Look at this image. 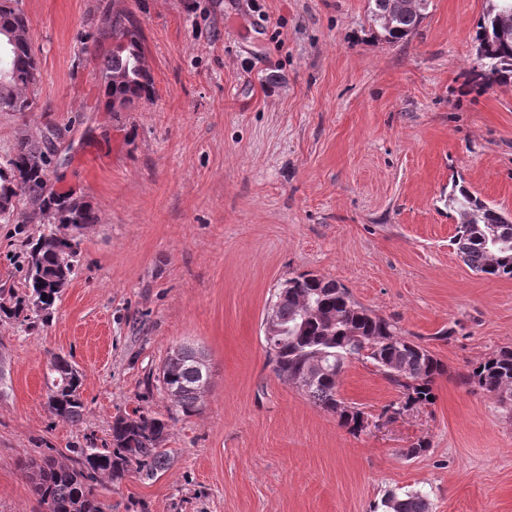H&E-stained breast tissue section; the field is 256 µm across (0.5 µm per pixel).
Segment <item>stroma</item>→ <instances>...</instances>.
<instances>
[{
  "instance_id": "obj_1",
  "label": "stroma",
  "mask_w": 512,
  "mask_h": 512,
  "mask_svg": "<svg viewBox=\"0 0 512 512\" xmlns=\"http://www.w3.org/2000/svg\"><path fill=\"white\" fill-rule=\"evenodd\" d=\"M21 2L40 76L30 111L0 112V161L21 132L57 131L50 183L98 221L47 320L0 312V512H44L21 456L107 447L136 409L172 415L156 377L182 344L210 366L201 409L176 416L166 472L102 481L105 512H384L415 491L430 512H512V407L459 380L512 347V279L462 262L448 208L459 181L512 216V85L470 75L485 0H428L399 42L367 0ZM115 13L139 27L153 83L123 112L99 80ZM25 212L0 223L5 305L42 230ZM304 271L447 366L434 404L382 420L400 391L350 361L338 397L373 419L354 434L276 375L265 308ZM55 354L83 376L74 425L45 406Z\"/></svg>"
}]
</instances>
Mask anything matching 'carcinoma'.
I'll return each mask as SVG.
<instances>
[{"label":"carcinoma","mask_w":512,"mask_h":512,"mask_svg":"<svg viewBox=\"0 0 512 512\" xmlns=\"http://www.w3.org/2000/svg\"><path fill=\"white\" fill-rule=\"evenodd\" d=\"M428 0H368V10L390 41L413 34L425 18ZM112 49L102 56L101 81L114 112L127 110L153 89L141 53L139 31L118 15L105 20ZM9 34V74L0 76V112H26L32 107L28 91L39 81V70L29 43V20L21 0H0V35ZM477 85L512 83V0H486L475 34ZM56 157L53 137L20 139L13 154L0 164V196H12L30 210L29 220L47 224L28 242L25 293L15 296L11 314L24 322L41 320L76 275L79 246L71 245L76 226L95 224L92 207L71 193L49 185L48 170ZM457 215L452 238L456 254L472 271L512 279V220L459 186L448 197ZM496 231L500 244L491 245L486 231ZM281 328L271 360L276 374L304 391L322 409L336 413L337 363L358 360L371 364L411 406L431 405L434 384L447 373L445 365L421 344L400 335L394 321L355 301L334 280L300 273L284 281L273 294ZM210 378L204 355L187 346L175 347L158 375V382L174 406L189 415L200 411L201 384ZM46 386L53 389L46 403L58 420L81 421L84 404L82 376L60 355L50 358ZM502 404H512V348L503 347L461 376ZM170 421L141 410L119 415L111 427L108 448H73V456L45 452L27 457L22 472L45 512H104L97 487L102 480L118 481L131 469L147 479L165 472L170 456L165 448ZM385 512H430L424 495L390 493Z\"/></svg>","instance_id":"cac0c4a2"}]
</instances>
